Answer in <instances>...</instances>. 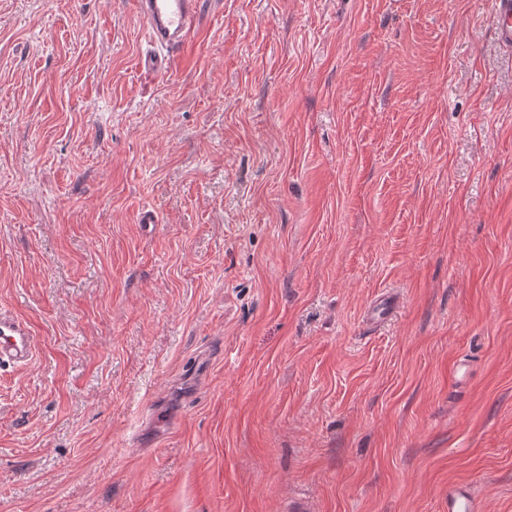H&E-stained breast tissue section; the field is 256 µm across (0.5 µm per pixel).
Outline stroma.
Returning a JSON list of instances; mask_svg holds the SVG:
<instances>
[{
	"label": "stroma",
	"mask_w": 512,
	"mask_h": 512,
	"mask_svg": "<svg viewBox=\"0 0 512 512\" xmlns=\"http://www.w3.org/2000/svg\"><path fill=\"white\" fill-rule=\"evenodd\" d=\"M490 9L205 0L149 88L134 0H0V512H512ZM34 343L28 324L12 315L0 311V365L23 364L33 356ZM477 501L467 485H455L448 488L447 512H477Z\"/></svg>",
	"instance_id": "obj_1"
}]
</instances>
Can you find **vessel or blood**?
<instances>
[{"label":"vessel or blood","mask_w":512,"mask_h":512,"mask_svg":"<svg viewBox=\"0 0 512 512\" xmlns=\"http://www.w3.org/2000/svg\"><path fill=\"white\" fill-rule=\"evenodd\" d=\"M203 0H135L152 52L139 65L147 77L165 76L189 45L201 18ZM492 27L497 43L512 48V0H492ZM34 343L28 324L0 311V365L23 364L33 356ZM448 512H478L468 486L448 489Z\"/></svg>","instance_id":"b4317fda"}]
</instances>
